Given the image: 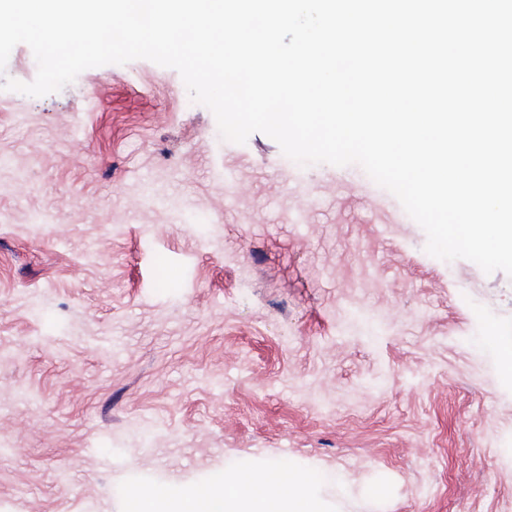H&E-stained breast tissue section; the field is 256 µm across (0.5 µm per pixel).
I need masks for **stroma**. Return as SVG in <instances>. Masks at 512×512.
I'll use <instances>...</instances> for the list:
<instances>
[{
	"mask_svg": "<svg viewBox=\"0 0 512 512\" xmlns=\"http://www.w3.org/2000/svg\"><path fill=\"white\" fill-rule=\"evenodd\" d=\"M188 99L145 59L0 87V512L278 463L321 512H512V277ZM496 334L495 327H489V336L485 341L486 346L496 356L500 371L506 376H512V343L511 340L501 339Z\"/></svg>",
	"mask_w": 512,
	"mask_h": 512,
	"instance_id": "35a3bbf8",
	"label": "stroma"
}]
</instances>
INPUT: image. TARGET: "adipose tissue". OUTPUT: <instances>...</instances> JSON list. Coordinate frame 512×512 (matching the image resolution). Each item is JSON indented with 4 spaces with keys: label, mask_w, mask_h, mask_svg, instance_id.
I'll return each instance as SVG.
<instances>
[{
    "label": "adipose tissue",
    "mask_w": 512,
    "mask_h": 512,
    "mask_svg": "<svg viewBox=\"0 0 512 512\" xmlns=\"http://www.w3.org/2000/svg\"><path fill=\"white\" fill-rule=\"evenodd\" d=\"M315 479L274 469L263 483L247 473L225 474L222 485L206 490L171 484L137 493L134 512H319Z\"/></svg>",
    "instance_id": "adipose-tissue-1"
}]
</instances>
